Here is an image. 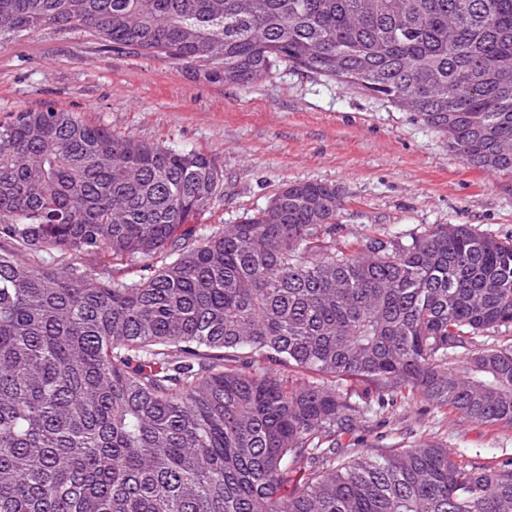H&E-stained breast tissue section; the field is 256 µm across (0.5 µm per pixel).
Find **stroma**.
<instances>
[{"label":"stroma","instance_id":"1","mask_svg":"<svg viewBox=\"0 0 512 512\" xmlns=\"http://www.w3.org/2000/svg\"><path fill=\"white\" fill-rule=\"evenodd\" d=\"M53 107L149 143L211 156L224 184L200 233L264 208L285 185H335L344 238L419 235L470 224L512 239V176L474 168L414 112L280 65L246 86L209 83L168 61L117 54L79 30L42 29L0 45V118ZM451 452L512 456V429L492 432L414 400L367 417L359 434L389 447L402 431Z\"/></svg>","mask_w":512,"mask_h":512}]
</instances>
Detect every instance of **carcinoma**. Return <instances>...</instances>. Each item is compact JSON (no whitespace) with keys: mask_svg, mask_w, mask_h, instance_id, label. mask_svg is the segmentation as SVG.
<instances>
[{"mask_svg":"<svg viewBox=\"0 0 512 512\" xmlns=\"http://www.w3.org/2000/svg\"><path fill=\"white\" fill-rule=\"evenodd\" d=\"M0 0V40L82 28L245 86L285 63L512 176V0ZM224 170L52 107L0 120V512H512V457L363 446L414 398L512 427V239L340 240L293 183L196 233ZM107 256L147 273L99 281ZM66 261L74 265H84L87 268H91L92 274L98 280L106 281L112 279L115 280L121 278H133L139 274V266L133 269H120L121 266H112V261L108 257L100 256L96 260H92L86 256H76L66 258ZM113 270V271H112Z\"/></svg>","mask_w":512,"mask_h":512,"instance_id":"obj_1","label":"carcinoma"}]
</instances>
